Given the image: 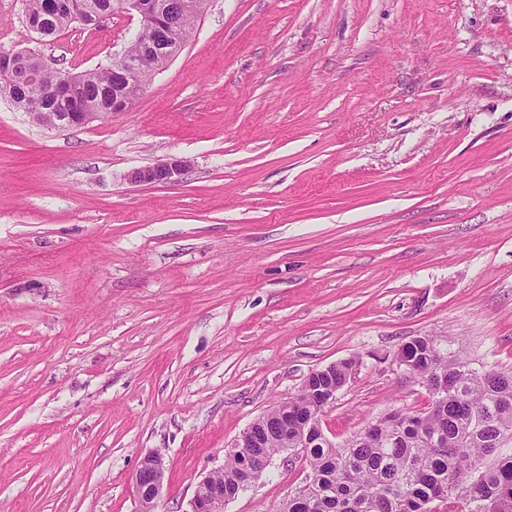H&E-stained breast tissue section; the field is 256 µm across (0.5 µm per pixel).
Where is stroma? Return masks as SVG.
<instances>
[{
  "mask_svg": "<svg viewBox=\"0 0 512 512\" xmlns=\"http://www.w3.org/2000/svg\"><path fill=\"white\" fill-rule=\"evenodd\" d=\"M114 12L0 50L81 73ZM181 159V180L133 169ZM435 337L512 371V0H208L129 111L55 131L0 98V512H158L308 374L345 359L339 443L429 402L396 357ZM279 467L224 512H279ZM166 471L164 454L160 451H150L142 457L134 476L137 512H156L167 485Z\"/></svg>",
  "mask_w": 512,
  "mask_h": 512,
  "instance_id": "35a3bbf8",
  "label": "stroma"
}]
</instances>
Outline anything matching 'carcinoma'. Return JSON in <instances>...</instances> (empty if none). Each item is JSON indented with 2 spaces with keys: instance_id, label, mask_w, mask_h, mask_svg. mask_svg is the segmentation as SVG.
<instances>
[{
  "instance_id": "1",
  "label": "carcinoma",
  "mask_w": 512,
  "mask_h": 512,
  "mask_svg": "<svg viewBox=\"0 0 512 512\" xmlns=\"http://www.w3.org/2000/svg\"><path fill=\"white\" fill-rule=\"evenodd\" d=\"M45 25L37 29L43 41L76 23L68 7L70 0ZM82 24L93 25L116 10V0H81ZM163 9L167 25L157 39L190 38L196 17L184 13L180 0H153ZM41 57H26L0 67L6 83L0 97L27 111L40 100L44 120L53 124L67 112L112 111V94L120 91L135 99L155 72L150 62L139 70L127 67L125 58L115 57L96 70L72 74L61 69L41 71L38 83L29 72ZM410 374L438 387L429 394V410L401 414L376 429H365L334 443L321 441L309 447L308 417L320 409L312 392L303 403L288 402V434L274 429L265 447L252 448L256 462L277 456L288 446L300 450L299 461L308 469L309 485L301 495L288 497L280 512H425L438 501L443 512H512V371L472 370L461 357L448 355L438 346L412 347ZM356 368L349 359L336 363L332 382L348 384ZM224 481V495L246 487L247 474L233 455L225 456L217 475Z\"/></svg>"
}]
</instances>
